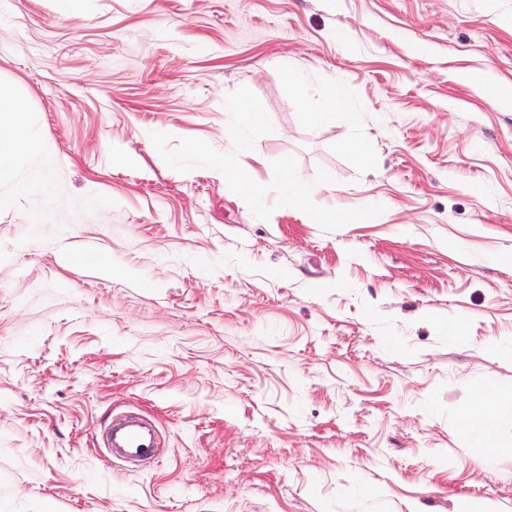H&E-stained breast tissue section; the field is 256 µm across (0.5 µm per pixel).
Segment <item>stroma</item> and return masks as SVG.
Here are the masks:
<instances>
[{"mask_svg":"<svg viewBox=\"0 0 512 512\" xmlns=\"http://www.w3.org/2000/svg\"><path fill=\"white\" fill-rule=\"evenodd\" d=\"M0 82L56 159L0 183V512H512V410L485 459L460 427L512 398V0H0ZM299 92L305 105L307 118L313 123H324L336 118V114L343 107V98L340 91L336 89V84H331L326 88L319 103L307 100L300 87ZM225 110L227 112H235L240 125H258L265 124L269 121L267 112L255 106L248 105L237 99H227L225 101ZM193 155L203 156L217 169L224 173V182L230 184L238 189L243 190L255 196H264V188L253 181L248 176L249 165L241 163L238 165L230 166L224 162V157L212 152H209L205 147L194 144L189 149ZM283 169L285 186L288 191V202L305 206L311 219L316 224L335 223V220L330 219V215L316 207L314 196L318 189L294 177L287 163L284 164ZM512 408V401L504 400L493 385H486L477 392V404L461 417L464 432L483 431L487 428L492 412ZM156 431L141 418L125 417L114 424L107 436L112 455L128 461H139L155 455Z\"/></svg>","mask_w":512,"mask_h":512,"instance_id":"35a3bbf8","label":"stroma"}]
</instances>
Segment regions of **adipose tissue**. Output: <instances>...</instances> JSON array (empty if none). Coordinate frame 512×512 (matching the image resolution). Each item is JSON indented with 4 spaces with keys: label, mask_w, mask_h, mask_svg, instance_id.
Masks as SVG:
<instances>
[{
    "label": "adipose tissue",
    "mask_w": 512,
    "mask_h": 512,
    "mask_svg": "<svg viewBox=\"0 0 512 512\" xmlns=\"http://www.w3.org/2000/svg\"><path fill=\"white\" fill-rule=\"evenodd\" d=\"M39 144L25 116V108L11 87L0 84V181L11 179L22 155L38 151ZM512 408L497 388L487 385L479 389L477 404L461 417L463 431H482L492 413Z\"/></svg>",
    "instance_id": "1"
}]
</instances>
